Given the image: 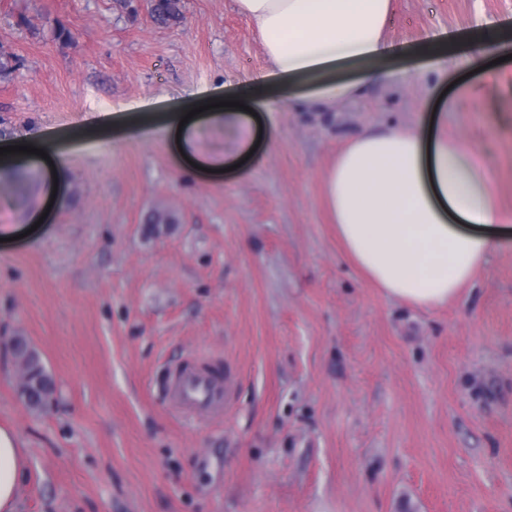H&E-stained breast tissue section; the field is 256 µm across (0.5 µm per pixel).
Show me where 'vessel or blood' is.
I'll use <instances>...</instances> for the list:
<instances>
[{
	"label": "vessel or blood",
	"mask_w": 512,
	"mask_h": 512,
	"mask_svg": "<svg viewBox=\"0 0 512 512\" xmlns=\"http://www.w3.org/2000/svg\"><path fill=\"white\" fill-rule=\"evenodd\" d=\"M165 394L181 410L205 417L223 413L227 388L214 373L184 367L171 373Z\"/></svg>",
	"instance_id": "obj_1"
}]
</instances>
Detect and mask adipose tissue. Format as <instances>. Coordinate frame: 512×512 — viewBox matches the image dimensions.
Instances as JSON below:
<instances>
[{"mask_svg": "<svg viewBox=\"0 0 512 512\" xmlns=\"http://www.w3.org/2000/svg\"><path fill=\"white\" fill-rule=\"evenodd\" d=\"M257 29L272 69L264 80L231 93L224 124L237 135V158L259 139L243 107L275 111L281 101L302 100L323 111L361 99L387 83L395 58L383 32L392 0H235ZM506 30L488 23L480 33L436 35L419 43L415 58L446 60L467 50L473 70L492 80L491 61ZM469 85H458L434 112L408 125L364 127L351 135L325 180L336 236L349 261L389 299L416 308L447 305L472 283L489 256L512 233V216L495 204L488 166L475 144L448 137L443 115ZM28 475L25 449L11 428L0 426V512H16L17 492Z\"/></svg>", "mask_w": 512, "mask_h": 512, "instance_id": "ef3b65f1", "label": "adipose tissue"}]
</instances>
